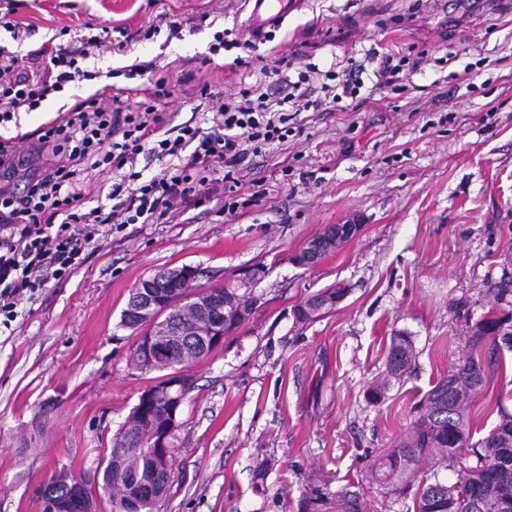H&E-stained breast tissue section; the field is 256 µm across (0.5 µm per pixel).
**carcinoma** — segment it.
I'll list each match as a JSON object with an SVG mask.
<instances>
[{
	"label": "carcinoma",
	"mask_w": 512,
	"mask_h": 512,
	"mask_svg": "<svg viewBox=\"0 0 512 512\" xmlns=\"http://www.w3.org/2000/svg\"><path fill=\"white\" fill-rule=\"evenodd\" d=\"M499 319L492 314L479 320L481 334H471L473 345L484 342L497 350L512 351L502 345L506 337L497 335ZM415 360L413 342L408 336L393 337L387 357L388 373L403 375ZM486 370L480 358L471 354L448 376L440 379L415 406V419L401 436L374 463L373 478L394 487L398 496L413 494V512H500L503 495L512 498V413L498 409L499 422L477 444H469L471 425L467 393L483 391ZM148 433L136 425L131 411L102 471L103 487L112 491V512H158L159 501L139 497L140 489L154 482L152 461L145 451ZM471 450L476 462L448 483L434 472L422 471L427 462L444 464ZM339 512H366L362 496L349 489L337 494Z\"/></svg>",
	"instance_id": "1"
}]
</instances>
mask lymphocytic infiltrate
I'll list each match as a JSON object with an SVG mask.
<instances>
[{"label": "lymphocytic infiltrate", "mask_w": 512, "mask_h": 512, "mask_svg": "<svg viewBox=\"0 0 512 512\" xmlns=\"http://www.w3.org/2000/svg\"><path fill=\"white\" fill-rule=\"evenodd\" d=\"M101 45L97 35L81 36L75 47H40L23 55L0 45V123L36 111L69 84L95 79L85 63ZM404 66L391 52L371 71L362 63L340 70L308 63L298 70L282 58L261 68L233 98L208 106L200 122L173 127L156 105L169 94L166 78L155 76L153 63L134 65L131 76L147 79L132 89L136 107L118 93L75 103L39 131L46 156L41 172L23 192L0 188V316L14 321L27 293L73 274L87 251L99 248L104 225L158 223L178 206L209 197L219 179L229 191H241L242 162L295 135L294 113L358 100L369 72L375 88L399 85ZM147 149L165 165L144 181L136 162ZM103 165L112 173L108 209L91 205L83 177Z\"/></svg>", "instance_id": "lymphocytic-infiltrate-1"}]
</instances>
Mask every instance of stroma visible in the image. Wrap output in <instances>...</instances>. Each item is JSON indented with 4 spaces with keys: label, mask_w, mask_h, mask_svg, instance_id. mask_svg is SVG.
Masks as SVG:
<instances>
[{
    "label": "stroma",
    "mask_w": 512,
    "mask_h": 512,
    "mask_svg": "<svg viewBox=\"0 0 512 512\" xmlns=\"http://www.w3.org/2000/svg\"><path fill=\"white\" fill-rule=\"evenodd\" d=\"M27 53L72 32L126 28L127 53L102 48L97 79L69 86L0 125L30 133L103 87H131L127 68L154 62L174 91L159 99L173 124L191 121L199 89L229 97L246 69L214 35L246 27L247 0H0ZM178 36L149 34L161 13ZM420 58L407 86L374 92L358 110L303 112L284 146L242 164L252 201L224 213L226 192L181 208L166 224H125L63 282L21 300L0 326V512H41L61 468L88 476L109 457L155 373L132 361L139 333L122 327L130 292L157 271L192 265L201 285L233 282L263 263L249 321L200 363L173 442L174 478L162 512H331L359 486L370 512H409L371 483L380 453L404 435L413 407L470 353L485 363L472 438L497 423L484 400L512 413V352L473 346L487 311L512 315V0H302L275 38L246 49L251 66L300 58L350 65L371 51ZM361 233L312 268L296 254L326 225ZM346 298L309 324L294 308L336 283ZM410 336L411 372L389 376L393 336ZM386 383L385 399L369 390Z\"/></svg>",
    "instance_id": "stroma-1"
}]
</instances>
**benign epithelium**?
<instances>
[{
  "label": "benign epithelium",
  "instance_id": "benign-epithelium-1",
  "mask_svg": "<svg viewBox=\"0 0 512 512\" xmlns=\"http://www.w3.org/2000/svg\"><path fill=\"white\" fill-rule=\"evenodd\" d=\"M362 225L355 220L344 224H329L319 238L306 245L292 256V262L299 267L309 268L320 263L322 257L339 250L355 239ZM267 269L263 265L243 268L237 274L240 287L249 288L265 278ZM197 270L193 266L178 267L162 274L142 280L136 295L126 304L123 322L129 327H144L146 331L138 337L135 349L140 357L139 365L149 371H157L163 354L183 344L181 320L184 300L171 285L184 286L195 283ZM194 308L198 337L197 348L208 352L224 343V337L232 335L250 318V309L235 308L232 314L226 309L230 304L224 296L213 290H203L194 296ZM190 389V381L182 378L179 372H170L158 378L157 382L141 393L139 417L148 424L149 448L152 457L155 482L146 489V496L159 499L172 478L171 454L172 439L180 427L181 406ZM165 405L164 412L155 415L149 406L157 402ZM68 495L47 499L42 503V512H97L96 501L88 495V481L71 478Z\"/></svg>",
  "mask_w": 512,
  "mask_h": 512
}]
</instances>
